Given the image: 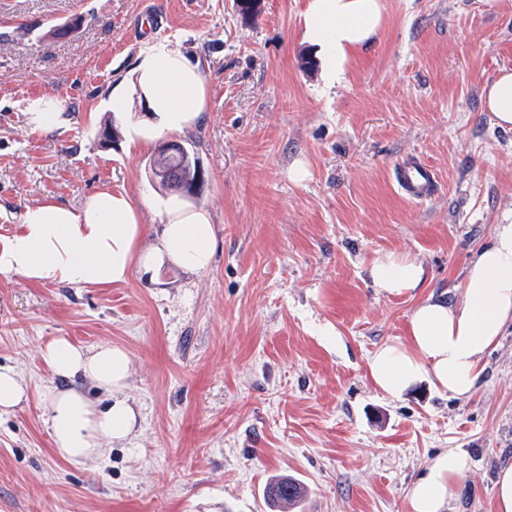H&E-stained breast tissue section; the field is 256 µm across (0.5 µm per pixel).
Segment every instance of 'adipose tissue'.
<instances>
[{
  "instance_id": "adipose-tissue-1",
  "label": "adipose tissue",
  "mask_w": 512,
  "mask_h": 512,
  "mask_svg": "<svg viewBox=\"0 0 512 512\" xmlns=\"http://www.w3.org/2000/svg\"><path fill=\"white\" fill-rule=\"evenodd\" d=\"M384 26L381 0H308L304 37L329 52L333 77L350 56L368 47ZM146 110L168 129L193 124L205 112L207 84L199 62L165 45L146 46L137 68ZM483 101L497 126L512 129V71L503 69L484 87ZM140 213L129 197L102 190L81 210L54 201L25 207L17 231L0 244V273L40 285L106 288L126 282L134 271L158 276L168 265L207 271L214 254L211 216L206 209L172 210L156 242L143 246ZM382 291L401 295L422 287L425 270L407 255L389 253L371 265ZM512 324V223L496 225L492 243L472 263L458 301L434 297L412 311L407 344L389 343L370 357L372 381L386 396L402 397L429 378L449 395L475 389L482 358L505 326ZM41 358L53 377L38 397L55 453L73 465L100 459L106 444L125 440L137 422L126 390L130 360L109 344L86 349L57 337ZM93 383L106 396L97 407L80 384ZM468 468L465 452L438 454L408 489L410 512H446Z\"/></svg>"
}]
</instances>
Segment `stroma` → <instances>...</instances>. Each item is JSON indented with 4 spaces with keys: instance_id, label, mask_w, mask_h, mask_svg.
<instances>
[{
    "instance_id": "35a3bbf8",
    "label": "stroma",
    "mask_w": 512,
    "mask_h": 512,
    "mask_svg": "<svg viewBox=\"0 0 512 512\" xmlns=\"http://www.w3.org/2000/svg\"><path fill=\"white\" fill-rule=\"evenodd\" d=\"M381 2V32L331 85L305 64L307 0H262L247 19L233 0H0V242L26 206L76 210L104 188L131 199L154 240L181 203L149 174L170 139L200 161L216 239L208 271L155 281L0 274V365L39 388L51 339L109 343L129 355L139 409L134 435L83 467L54 455L39 401L0 413V512H266L279 475L306 484L302 512H410V483L448 450L471 460L449 512H493L512 461V329L466 398L425 383L386 398L368 361L406 342L421 300H458L475 254L512 222V130L482 104L512 70V0ZM150 42L200 61L209 99L195 125L136 147L141 101L115 113L110 96ZM41 96L62 101L61 127L28 123ZM107 123L110 142L97 135ZM410 153L437 174L431 199L393 183ZM391 252L425 267L414 294L374 286L369 268Z\"/></svg>"
}]
</instances>
